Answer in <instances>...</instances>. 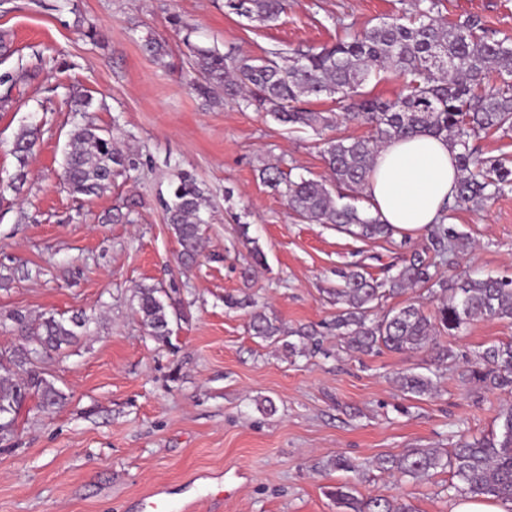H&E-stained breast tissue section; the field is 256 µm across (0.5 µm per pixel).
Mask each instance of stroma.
I'll list each match as a JSON object with an SVG mask.
<instances>
[{
	"instance_id": "1",
	"label": "stroma",
	"mask_w": 512,
	"mask_h": 512,
	"mask_svg": "<svg viewBox=\"0 0 512 512\" xmlns=\"http://www.w3.org/2000/svg\"><path fill=\"white\" fill-rule=\"evenodd\" d=\"M418 0H288L271 23L229 12L225 0H0V317L79 313L78 343L40 359L67 401L54 411L27 403L13 436L0 442V512H142L163 488L168 502L205 501L227 483L212 512H343L331 493L404 500L415 512H453L460 500L449 472L421 482L375 468L409 448L454 447L459 435L499 433L512 388L462 382L473 351L512 341V321L478 318L428 349L370 355L328 331L339 311L330 290L337 269L364 261L383 278L399 258L422 251L425 233L393 242L363 240L289 211L263 183L265 163L319 178L326 136H365L339 123L328 134L288 129L254 108L192 89L190 49L259 56L281 46L320 49L379 19L413 16ZM454 23L481 18L486 35L512 36V0H444ZM95 38H88L87 30ZM162 37L155 60L145 39ZM92 95L90 111L68 97ZM40 132L21 191L13 141L28 124ZM90 123L133 160L100 196L77 200L61 180L69 131ZM209 199L197 261L180 246L163 202L179 176ZM121 221H113L115 212ZM449 225L470 244L440 277H512V193L452 212ZM144 285L177 286L181 316L169 342L150 336L135 311ZM251 295L287 330L313 325L320 346L289 354L252 335L248 311L226 297ZM432 377L435 391L404 395L402 374ZM366 474L337 470V456Z\"/></svg>"
}]
</instances>
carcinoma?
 <instances>
[{"label":"carcinoma","mask_w":512,"mask_h":512,"mask_svg":"<svg viewBox=\"0 0 512 512\" xmlns=\"http://www.w3.org/2000/svg\"><path fill=\"white\" fill-rule=\"evenodd\" d=\"M421 2L406 22L392 18L318 51L274 48L255 59L194 48L190 61L196 74L192 88L202 96L221 91L224 97L263 110L290 126L327 128L342 119L371 128L367 137H334L325 142L328 183L303 177L293 180L272 164L260 170L262 180L281 191L288 208L308 223L332 224L362 238L389 240L399 230L354 204L379 150L395 139L430 133L444 137L458 151L456 193L452 203L444 206L439 223L430 228L425 255L390 264L380 281L359 263L337 272L332 294L342 308L332 328L348 349L363 354L423 349L435 332L452 334L479 317L512 319V279L464 274L441 280L431 272L437 262H451L450 255L463 240L462 234L445 224L448 212L469 203H486L512 190V169L500 159L482 156L470 143L483 133L512 130V40L485 39L480 35L481 20L473 16L447 25L436 16L440 0ZM225 6L249 21L271 22L284 12L286 0H226ZM493 71L501 85L487 91L482 85ZM381 72L402 80L396 99L381 101L360 92L370 76ZM321 96L331 98L341 112L325 115L299 106L304 98ZM36 141L32 127L22 128L16 137L19 181L24 179ZM129 164L112 136L94 125L77 126L69 134L62 180L74 196H97ZM206 209L204 193L188 176L179 178L170 200L164 202L165 220L181 247L184 266L200 255V225L205 223ZM417 285L439 289L434 315L409 304L380 318L370 317L372 303L380 304ZM172 307L162 298L160 288L144 286L137 291V313L158 340L172 332ZM8 320L26 345L0 353V415L16 418L31 395L44 409L62 405L65 394L38 370L37 360L48 351L75 343L85 321L78 316L64 320L50 315L32 322L19 312ZM250 326L253 335L265 340L286 334L311 340L317 335L306 327L287 332L256 310ZM464 376L487 389L512 387V342L493 344L477 353ZM399 385L417 397L435 389L432 378L421 374L403 375ZM501 419L498 437L462 438L444 452L409 448L399 456L378 459L377 468L413 480L448 469L459 481L455 490L460 496L473 500L491 496L512 503V407L501 413ZM335 496L346 512H412L411 505L398 500L359 498L346 484L336 488Z\"/></svg>","instance_id":"1"}]
</instances>
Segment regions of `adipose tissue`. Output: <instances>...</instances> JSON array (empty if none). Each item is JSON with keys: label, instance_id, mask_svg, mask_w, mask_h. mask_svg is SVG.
I'll use <instances>...</instances> for the list:
<instances>
[{"label": "adipose tissue", "instance_id": "adipose-tissue-1", "mask_svg": "<svg viewBox=\"0 0 512 512\" xmlns=\"http://www.w3.org/2000/svg\"><path fill=\"white\" fill-rule=\"evenodd\" d=\"M458 169L447 141L420 134L377 154L364 193L373 214L404 232L425 229L456 191Z\"/></svg>", "mask_w": 512, "mask_h": 512}]
</instances>
